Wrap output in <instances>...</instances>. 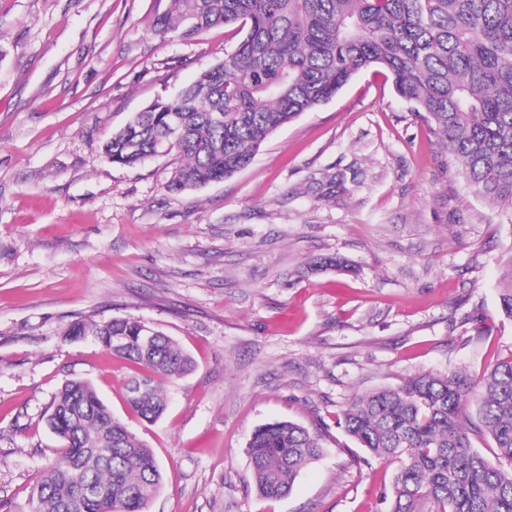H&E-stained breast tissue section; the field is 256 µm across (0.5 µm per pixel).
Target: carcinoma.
Segmentation results:
<instances>
[{"instance_id":"carcinoma-1","label":"carcinoma","mask_w":512,"mask_h":512,"mask_svg":"<svg viewBox=\"0 0 512 512\" xmlns=\"http://www.w3.org/2000/svg\"><path fill=\"white\" fill-rule=\"evenodd\" d=\"M216 26L236 39L224 61L113 131L102 147L112 163L135 167L173 152L169 190L221 181L276 130L374 69L474 192L512 207V0H157L150 20L164 38ZM309 269L354 271L337 256ZM503 280L500 308L512 319V263ZM67 336H92L141 367L126 403L148 422L166 409L156 376L193 368L172 337L136 318L80 320ZM46 424L60 455L33 489L30 512H148L162 487L159 464L90 382L67 381ZM337 424L371 456L399 460L389 512H512V360L480 377L428 373L357 395ZM476 427L493 440L492 454L474 448ZM247 455L257 493L282 498L321 458L322 438L289 420L268 422L252 431ZM89 487L96 496L85 495Z\"/></svg>"}]
</instances>
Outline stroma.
I'll use <instances>...</instances> for the list:
<instances>
[{"label": "stroma", "instance_id": "stroma-1", "mask_svg": "<svg viewBox=\"0 0 512 512\" xmlns=\"http://www.w3.org/2000/svg\"><path fill=\"white\" fill-rule=\"evenodd\" d=\"M153 0H0V512H30L59 444L45 419L70 379L150 448V512H386L399 463L337 425L350 398L512 357L499 288L512 211L476 195L391 82L356 74L274 132L230 178L180 193L176 155L136 168L101 145L224 59L223 28L156 36ZM341 256L355 268L308 273ZM136 317L194 359L154 422L133 367L77 319ZM318 429L325 456L288 497L257 494L259 425Z\"/></svg>", "mask_w": 512, "mask_h": 512}]
</instances>
